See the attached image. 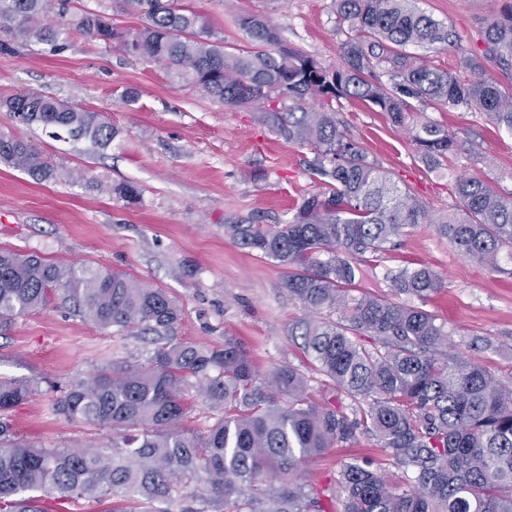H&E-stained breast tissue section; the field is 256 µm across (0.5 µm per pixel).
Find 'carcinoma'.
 <instances>
[{
    "mask_svg": "<svg viewBox=\"0 0 512 512\" xmlns=\"http://www.w3.org/2000/svg\"><path fill=\"white\" fill-rule=\"evenodd\" d=\"M333 2L345 39L341 64L327 68L284 45L259 14L238 19L252 43L239 52L213 38L182 0H121L139 20L133 27L114 24L100 10L73 11L71 0H0V34L9 37L0 50L39 43L60 54L76 31L134 60L166 65L178 87L255 109L276 136L309 148L304 172L318 190L303 197L288 222L226 224L224 232L287 270L285 287L306 312L289 335L301 340L309 369L351 400L347 409L316 403L312 377L292 364L260 378L233 338L212 347L179 340V304L133 276L0 250V331L60 296L112 335L148 336L155 344L146 362L114 361L50 400L52 411L70 421L112 430L110 453L45 448L17 437L5 415L42 390L36 381L0 380V512H46L37 507L41 493L60 501L110 494L136 504L113 512H169L157 504L192 484L179 512H326L328 488L300 481V466L359 432L377 441L402 481L388 484L371 460L344 461L336 512H512V387L478 362L440 350L448 331L426 306L444 280L426 265L407 263L387 273V293L362 289L377 258L416 224L435 225L463 258L508 273L501 255L512 247V195L461 175L459 205L433 215L330 107L334 98H352L397 125L422 108L480 112L512 134V86L489 75L495 67L512 76V0H501L464 54L466 78L409 52L455 46L451 30L417 0ZM51 15L64 23H45ZM0 109L59 140L108 145L115 137L100 114L35 93L3 99ZM409 138L431 171L448 167L457 150L455 136L434 122L411 127ZM0 161L39 182L57 175L18 138L0 137ZM359 336L369 337L371 347ZM195 394L222 411L201 435L184 426Z\"/></svg>",
    "mask_w": 512,
    "mask_h": 512,
    "instance_id": "1",
    "label": "carcinoma"
}]
</instances>
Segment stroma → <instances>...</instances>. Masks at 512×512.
<instances>
[{"mask_svg":"<svg viewBox=\"0 0 512 512\" xmlns=\"http://www.w3.org/2000/svg\"><path fill=\"white\" fill-rule=\"evenodd\" d=\"M205 25L237 49L248 46L240 15H266L284 44L324 65L339 62L341 36L333 0H187ZM421 9L448 26L458 48L425 53L427 63L459 71L463 51L497 11V0H419ZM134 90L138 100L125 105ZM35 92L99 113L117 132L105 147L90 140H57L37 125L0 110V135L36 145L59 176L37 182L0 162V249L35 252L64 264L88 263L120 271L164 289L183 308L180 337L217 346L231 336L250 351L260 375L276 367H304L289 326L302 309L284 286L286 271L242 248L224 231L229 221L263 217L287 221L314 183L303 172L307 148L287 143L260 125L250 108H235L193 88L174 87L165 68L128 58L115 46L75 33L68 48L50 54L46 45L13 44L0 50V99ZM344 126L410 188L432 213L457 205L459 174L496 180L512 193V135L493 130L477 112L426 109L420 121L447 126L459 141L448 173L428 172L403 128L383 113L347 99L333 101ZM137 185L126 202L111 192ZM420 261L442 276L443 292L428 308L445 322L465 358L478 360L512 386V259L508 274H492L459 256L431 225L407 228L378 261L368 287L385 284L387 272ZM492 345L472 350L471 341ZM153 346L137 336L116 337L75 315L61 299L16 320L0 334V378L48 380L58 385L131 357L146 359ZM16 429L46 448L106 447L109 434L55 415L37 396L16 407ZM368 458L388 480L374 440L357 436L302 468L305 481L335 485L342 461Z\"/></svg>","mask_w":512,"mask_h":512,"instance_id":"obj_1","label":"stroma"}]
</instances>
